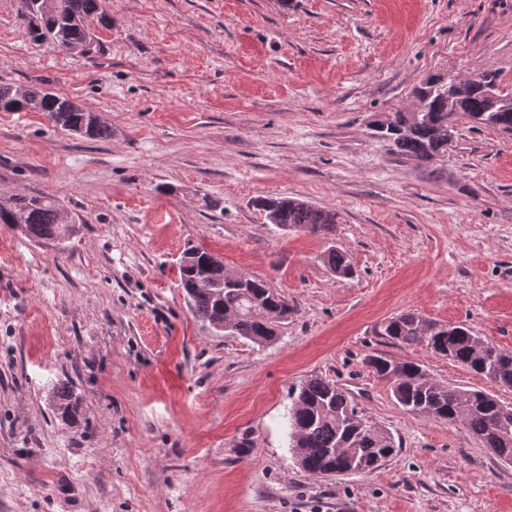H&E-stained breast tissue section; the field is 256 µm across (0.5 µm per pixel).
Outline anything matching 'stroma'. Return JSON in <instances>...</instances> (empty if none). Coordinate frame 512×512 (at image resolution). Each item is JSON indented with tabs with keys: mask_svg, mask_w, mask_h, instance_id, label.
<instances>
[{
	"mask_svg": "<svg viewBox=\"0 0 512 512\" xmlns=\"http://www.w3.org/2000/svg\"><path fill=\"white\" fill-rule=\"evenodd\" d=\"M99 50L32 41L0 0V84L91 108L107 139L0 112V196L48 195L62 244L0 224V512H512V464L461 424L404 411L371 355L512 405V388L377 336L411 311L512 352V134L457 122L444 154H398L378 116L428 75L512 94V0H106ZM335 210L333 239L254 202ZM294 311L264 346L216 333L178 286L188 245ZM348 253L353 274L322 257ZM319 375L398 452L369 472L295 462L292 391ZM72 381L77 423L52 393ZM324 263L337 278H347L353 274L350 260L345 254L337 250L335 246H330L327 249Z\"/></svg>",
	"mask_w": 512,
	"mask_h": 512,
	"instance_id": "stroma-1",
	"label": "stroma"
}]
</instances>
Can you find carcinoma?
<instances>
[{
  "label": "carcinoma",
  "mask_w": 512,
  "mask_h": 512,
  "mask_svg": "<svg viewBox=\"0 0 512 512\" xmlns=\"http://www.w3.org/2000/svg\"><path fill=\"white\" fill-rule=\"evenodd\" d=\"M37 18L27 25V34L36 42H50L67 53L86 54L99 40L95 25L111 28L105 0H52L45 12L38 0H29ZM430 86L417 95L425 112L408 122L404 113L394 117L398 130H386L381 137L398 153L417 159H431L448 151L455 138L458 113L448 111V88ZM497 112L488 111L487 99L480 93L470 96L461 113L478 126L512 132V95ZM0 112H41L54 125L79 137L106 139L110 127L98 113L48 88L15 87L0 84ZM265 218L283 231L304 230L329 233L336 229V211L309 201L290 197L264 198L256 202ZM60 207L50 196L0 197V223L20 225V232L36 243L55 242L75 232L59 221ZM324 263L338 278L353 274L348 257L336 247L327 249ZM179 287L185 293L195 319L218 330L225 314L238 310L232 336L257 345L271 342L277 328L288 320V299L266 280L230 270L216 255L202 246L186 248L179 262ZM378 335L404 348L425 345L503 386L512 388V356L484 341L459 323H427L414 312H403L381 321ZM367 364L391 382L396 402L406 411L437 421L464 425L498 460L512 463V407L493 396L436 383L413 361L396 362L374 355ZM55 409L60 417L75 421L80 415V397L67 383L54 391ZM289 448L299 458V466L316 477L330 471L338 474L364 473L382 451H397L392 433L364 419L344 391L321 376L304 380L295 390L286 416Z\"/></svg>",
  "instance_id": "obj_1"
}]
</instances>
